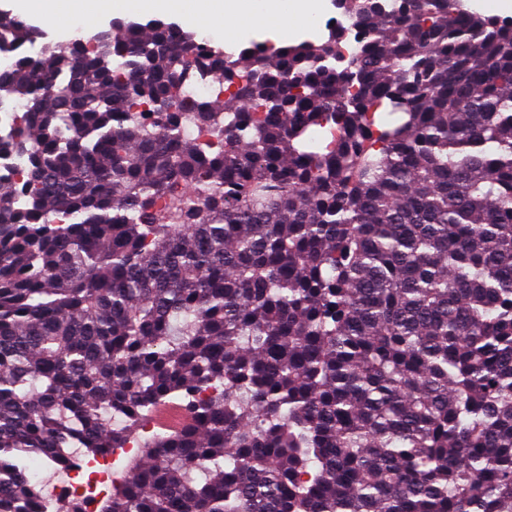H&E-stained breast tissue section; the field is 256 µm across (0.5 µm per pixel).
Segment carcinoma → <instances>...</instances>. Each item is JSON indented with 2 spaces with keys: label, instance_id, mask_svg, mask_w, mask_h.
Segmentation results:
<instances>
[{
  "label": "carcinoma",
  "instance_id": "cac0c4a2",
  "mask_svg": "<svg viewBox=\"0 0 512 512\" xmlns=\"http://www.w3.org/2000/svg\"><path fill=\"white\" fill-rule=\"evenodd\" d=\"M343 2L352 57L157 21L0 71V512L166 404L101 512H512V21ZM187 420L185 411L176 406L160 407L154 414L155 424L164 429L181 428Z\"/></svg>",
  "mask_w": 512,
  "mask_h": 512
}]
</instances>
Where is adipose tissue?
<instances>
[{
	"label": "adipose tissue",
	"instance_id": "adipose-tissue-1",
	"mask_svg": "<svg viewBox=\"0 0 512 512\" xmlns=\"http://www.w3.org/2000/svg\"><path fill=\"white\" fill-rule=\"evenodd\" d=\"M10 7L66 34L121 11L176 15L232 40L256 31L280 38L309 31L320 10L318 0H10Z\"/></svg>",
	"mask_w": 512,
	"mask_h": 512
}]
</instances>
